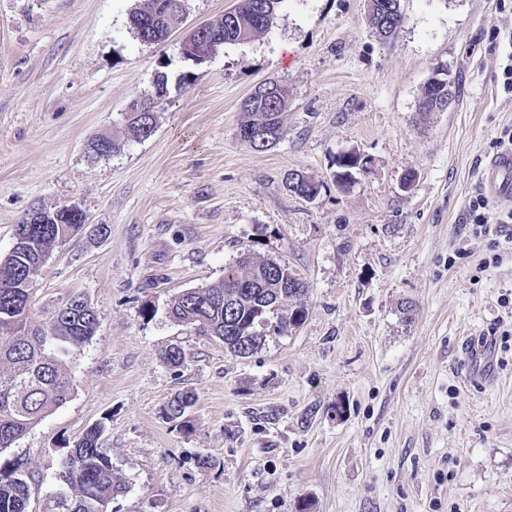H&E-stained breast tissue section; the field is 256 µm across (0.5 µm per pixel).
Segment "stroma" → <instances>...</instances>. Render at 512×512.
Here are the masks:
<instances>
[{
  "instance_id": "obj_1",
  "label": "stroma",
  "mask_w": 512,
  "mask_h": 512,
  "mask_svg": "<svg viewBox=\"0 0 512 512\" xmlns=\"http://www.w3.org/2000/svg\"><path fill=\"white\" fill-rule=\"evenodd\" d=\"M143 5L0 0V257L32 210L79 205L86 225L42 267L30 320L79 293L99 322L71 351L68 401L0 453L34 474L29 512H48L97 423L124 485L108 512H512V340L484 385L465 381L462 347L512 332V243L474 235L467 213L512 129V0H400L387 39L367 0H282L260 36L200 65L183 30L136 36ZM439 67L455 98L421 113ZM160 68L169 95L144 140L123 113ZM270 79L284 134L258 151L239 105ZM99 136L120 151L95 155ZM349 151L368 165L342 191ZM295 171L316 198L289 191ZM247 255L296 270L306 320L238 357L168 310ZM173 345L178 367L161 357ZM185 391L195 405L168 420Z\"/></svg>"
}]
</instances>
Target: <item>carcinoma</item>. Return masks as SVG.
Listing matches in <instances>:
<instances>
[{
    "label": "carcinoma",
    "instance_id": "1",
    "mask_svg": "<svg viewBox=\"0 0 512 512\" xmlns=\"http://www.w3.org/2000/svg\"><path fill=\"white\" fill-rule=\"evenodd\" d=\"M135 10L131 23L147 31L154 43L168 37L179 25L181 15ZM283 0H238L232 13L212 30L209 47L218 51L226 44L251 40L272 25ZM371 25L383 38L391 37L403 21L400 0H370ZM275 92L264 100L243 103L238 130L274 131L266 144L243 136L258 151L270 147L283 133L282 115L288 106L284 88L269 82ZM126 121L138 137L156 126V113L131 112ZM358 157L344 154L337 160L335 182L349 184ZM83 228L81 224H18L15 233L23 243L0 259V450L12 447L48 413L62 406L71 395L67 357L70 348L91 339L98 318L93 308L79 296H70V310L54 311L42 324L29 321L36 277L43 267L44 252L57 249L58 240H67ZM305 285L285 262L245 257L238 268L224 271V279L204 288L178 294L170 315L206 336L224 337V350L243 357L256 352L265 342L255 324L269 314L277 315L274 334L282 335L300 327L306 316L301 306L283 310V301L304 294ZM196 401L195 394L180 392L168 404L167 416L177 420ZM103 426L89 427L75 442L60 465L62 486L51 512H107L123 484L113 474L112 460L100 445ZM32 473L25 463L15 461L0 467V512H29Z\"/></svg>",
    "mask_w": 512,
    "mask_h": 512
}]
</instances>
